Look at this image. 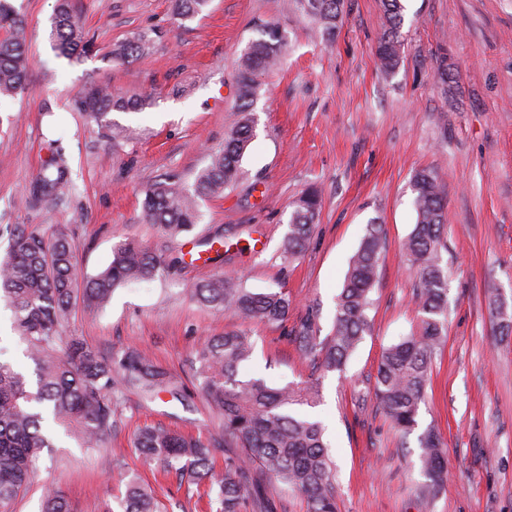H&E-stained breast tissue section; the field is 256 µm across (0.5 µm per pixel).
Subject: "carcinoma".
<instances>
[{"label": "carcinoma", "instance_id": "carcinoma-1", "mask_svg": "<svg viewBox=\"0 0 512 512\" xmlns=\"http://www.w3.org/2000/svg\"><path fill=\"white\" fill-rule=\"evenodd\" d=\"M300 13L323 35L334 36L342 20L345 0H296ZM209 0H176L180 21L201 15ZM387 26L377 47L388 70L401 57V0H383ZM262 37L251 41L239 59L238 120L224 133V145L210 149L208 164L196 175L192 188L159 182L142 202L140 219L157 225L174 239L200 223V202L237 184L241 162L255 136L253 105L259 78L278 62L286 36L278 26H262ZM52 37L64 51L75 54L87 42L73 13L71 0H57ZM151 37L138 33L114 44L116 60H138L148 54ZM28 45L24 19L14 0H0V100L20 94L27 81ZM146 96L130 98L101 84L77 95L75 105L85 120L112 129L114 111L136 112L148 105ZM71 185L70 168L57 147L31 181L26 196L30 207L52 204ZM416 223L403 250L416 277L415 298L420 312L416 331L386 347L375 376V395L395 429L405 437L418 428L420 405L431 379L435 354L445 343L448 276L441 262L447 229V189L433 169H422L412 180ZM320 210V193L310 187L294 205L285 236L284 253L292 258L308 246ZM382 226L370 224L350 258L336 297L332 331L321 337L315 316L299 320L289 332L302 358L325 372L341 371L370 330L368 311L384 250ZM161 270L150 249L123 240L112 249V260L98 274L80 279L70 229L55 225L49 234H14L0 261V295L11 306L15 327L27 344L35 365L36 387L11 364L0 361V512H12L16 499L30 485L39 453L55 447L49 424L61 427L80 446H102L112 428V404L120 388L134 387L147 397L162 392L182 398L168 372L146 351L127 347L107 358L80 340L63 335L72 310L75 287L82 285L85 307L107 306L114 291L132 282H148ZM189 296L216 312H230L264 324L288 319L291 300L282 291L252 292L237 280L217 274L189 285ZM248 333L229 331L208 339L194 354L201 392L223 425V441L210 445L163 426L146 427L134 437L136 453L189 486L209 485L220 512H241L246 493L263 499L264 482L275 480L306 496L309 512H336V489L330 445L323 425L294 411L312 406L319 397L313 379L272 387L262 378H238L240 366L253 353ZM419 462L424 481L420 496L432 500L441 489L448 468L447 448L432 429L418 435ZM239 453L218 472L212 463L216 449ZM42 512H71L64 494L48 487ZM123 512H160L152 490L135 476L125 484Z\"/></svg>", "mask_w": 512, "mask_h": 512}]
</instances>
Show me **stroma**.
<instances>
[{
  "mask_svg": "<svg viewBox=\"0 0 512 512\" xmlns=\"http://www.w3.org/2000/svg\"><path fill=\"white\" fill-rule=\"evenodd\" d=\"M24 14L28 80L0 105V258L13 232L72 229L81 275L104 268L113 245L133 238L161 257L156 279L118 288L105 309L75 301L65 335L109 356L146 349L186 397L152 400L125 390L103 447L58 436L43 449L33 483L13 512H41L46 487H59L72 512H122L130 476H140L162 512H217L206 487L159 478L134 452L138 428L164 426L205 441L222 434L207 408L193 354L211 337L249 333L255 349L240 378L273 386L312 375L288 331L309 306L320 309L321 335L332 329L348 262L370 223L383 226L386 252L372 292L371 328L343 371L320 375L319 403L305 412L326 427L336 463L338 512H512V0H402L401 61L383 71L376 49L382 0H347L333 39L301 17L295 0H211L204 16L180 22L172 0H73L90 39L65 57L51 39L55 0H15ZM286 36L277 67L261 79L255 138L238 183L201 203L202 219L177 239L139 220L144 192L160 181L189 187L237 120L239 58L259 27ZM148 33L139 61L114 62L115 43ZM455 73L437 80L440 58ZM105 83L129 97L150 96L139 112H115L112 131L87 126L77 93ZM60 141L73 184L62 202L38 208L23 200ZM437 169L447 185V338L419 411L420 429L440 433L448 473L431 504L418 494L423 476L416 437L400 439L374 394L381 352L412 332L419 314L415 276L402 243L416 222L412 179ZM321 211L307 250L285 258L282 243L293 204L309 186ZM228 224L247 226L226 243L221 261L199 262V240ZM183 265L170 267L173 257ZM245 288L288 294L283 324H256L194 302L185 291L217 273ZM13 313L0 300V361L35 383Z\"/></svg>",
  "mask_w": 512,
  "mask_h": 512,
  "instance_id": "obj_1",
  "label": "stroma"
}]
</instances>
